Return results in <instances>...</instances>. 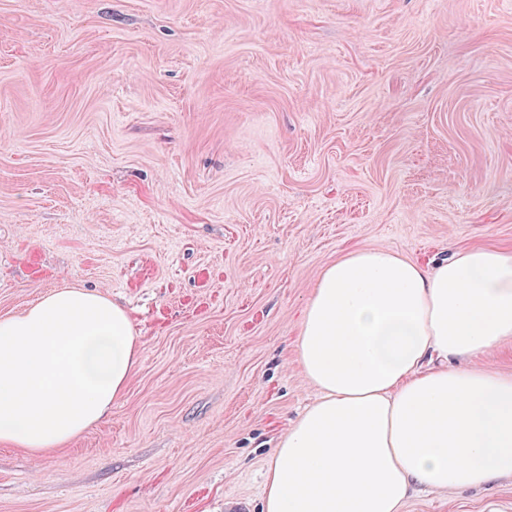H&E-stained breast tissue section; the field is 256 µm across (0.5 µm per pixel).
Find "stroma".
I'll use <instances>...</instances> for the list:
<instances>
[{"instance_id": "1", "label": "stroma", "mask_w": 512, "mask_h": 512, "mask_svg": "<svg viewBox=\"0 0 512 512\" xmlns=\"http://www.w3.org/2000/svg\"><path fill=\"white\" fill-rule=\"evenodd\" d=\"M512 253V0H0V316L81 286L142 342L0 512H263L356 248ZM403 512H512V478Z\"/></svg>"}]
</instances>
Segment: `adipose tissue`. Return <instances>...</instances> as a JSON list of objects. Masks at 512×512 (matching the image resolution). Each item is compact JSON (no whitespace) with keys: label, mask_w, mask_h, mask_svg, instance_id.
I'll use <instances>...</instances> for the list:
<instances>
[{"label":"adipose tissue","mask_w":512,"mask_h":512,"mask_svg":"<svg viewBox=\"0 0 512 512\" xmlns=\"http://www.w3.org/2000/svg\"><path fill=\"white\" fill-rule=\"evenodd\" d=\"M512 343V254L432 265L357 249L319 273L296 338L318 398L280 438L265 512H401L419 489L512 478V376L468 360ZM141 340L121 305L64 286L0 316V446L40 458L126 393Z\"/></svg>","instance_id":"1"}]
</instances>
